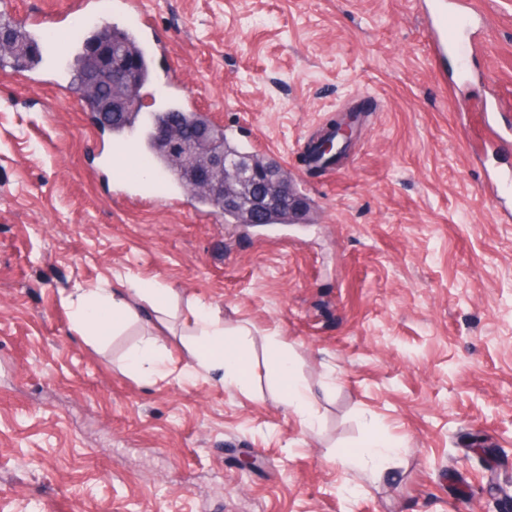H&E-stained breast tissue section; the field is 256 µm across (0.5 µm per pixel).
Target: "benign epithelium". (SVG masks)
Wrapping results in <instances>:
<instances>
[{
	"mask_svg": "<svg viewBox=\"0 0 512 512\" xmlns=\"http://www.w3.org/2000/svg\"><path fill=\"white\" fill-rule=\"evenodd\" d=\"M85 56L96 61L95 69L87 76L92 83L131 85L139 78V61L117 51L112 44L93 39L86 46ZM138 106L143 103H131L120 95L107 101H87L95 122L102 128L126 123L128 112ZM355 130L348 124H336L331 135L317 140L316 151L323 155L336 153V141H352ZM153 131L167 143L171 160L194 162L190 187L200 194L222 195L226 210L246 202L241 223L259 224L261 213L283 207L298 214L305 209L306 200L294 192L291 182L284 180L279 167H243L240 160L224 155V147L212 137L210 124H196L191 139L186 141L177 127L158 114L153 117Z\"/></svg>",
	"mask_w": 512,
	"mask_h": 512,
	"instance_id": "benign-epithelium-1",
	"label": "benign epithelium"
}]
</instances>
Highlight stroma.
I'll list each match as a JSON object with an SVG mask.
<instances>
[{"mask_svg":"<svg viewBox=\"0 0 512 512\" xmlns=\"http://www.w3.org/2000/svg\"><path fill=\"white\" fill-rule=\"evenodd\" d=\"M165 40L150 87L285 167L310 209L227 224L185 188L131 201L115 137L75 89L97 25L75 0H0L72 31L64 64L0 57V512H498L512 495V221L486 193L475 101L512 126V0H480L459 79L425 0H144ZM358 114L338 162L306 144ZM138 280L171 310L106 343L73 330L76 289ZM247 327L251 388L196 364L190 310ZM152 343L167 374L125 368ZM287 349L316 433L277 387ZM403 441L342 467L367 430ZM260 466L243 470L242 454Z\"/></svg>","mask_w":512,"mask_h":512,"instance_id":"obj_1","label":"stroma"}]
</instances>
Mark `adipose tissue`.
I'll return each mask as SVG.
<instances>
[{"label": "adipose tissue", "mask_w": 512, "mask_h": 512, "mask_svg": "<svg viewBox=\"0 0 512 512\" xmlns=\"http://www.w3.org/2000/svg\"><path fill=\"white\" fill-rule=\"evenodd\" d=\"M171 296V289L148 288L133 281L123 288H98L78 295L75 330L92 339L103 338L110 335L119 321L139 319L138 304H146L150 313L159 314L167 310ZM193 315L198 334L194 356L202 363L223 368L225 384L247 390L250 357L244 338H225L223 329L206 304L196 305ZM273 362L282 383L283 396L293 406L303 428L315 431L317 422L307 410L310 394L297 378L287 351H277Z\"/></svg>", "instance_id": "adipose-tissue-1"}]
</instances>
